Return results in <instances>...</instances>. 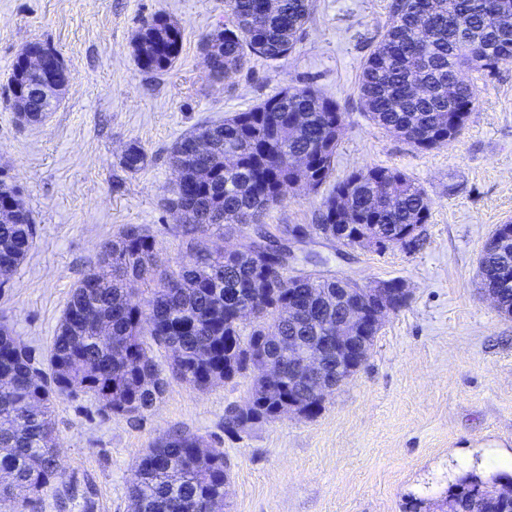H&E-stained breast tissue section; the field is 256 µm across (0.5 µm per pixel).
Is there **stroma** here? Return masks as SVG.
Here are the masks:
<instances>
[{"mask_svg":"<svg viewBox=\"0 0 512 512\" xmlns=\"http://www.w3.org/2000/svg\"><path fill=\"white\" fill-rule=\"evenodd\" d=\"M389 0H315L307 33L282 60L252 59L209 77L203 37L224 23V0H0V169L21 187L37 224L25 262L0 289V321L35 357L49 349L73 285L102 242L142 224L166 257L184 258L180 220L162 199L177 174L169 146L194 125L246 111L286 87L311 86L344 114L336 177L371 166L412 177L431 202L419 245L348 250L310 236L302 252L363 284L398 280L407 302L389 313L367 362L309 419L284 418L238 434L224 417L245 400L240 377L201 392L169 380L136 418L115 417L82 395L56 403L63 485L27 512H131L134 462L163 434L186 430L217 442L232 466L220 512H403L460 474L504 471L512 459V316L477 276L495 227L512 221V59L478 78L469 121L448 146L420 150L365 117L358 82L388 19ZM164 13L181 28L182 52L161 76L141 72L132 40ZM54 49L69 82L41 124L9 107L13 65L30 43ZM148 155L131 174L130 144ZM323 191L294 188L263 223L309 225Z\"/></svg>","mask_w":512,"mask_h":512,"instance_id":"35a3bbf8","label":"stroma"}]
</instances>
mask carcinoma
Segmentation results:
<instances>
[{
	"instance_id": "1",
	"label": "carcinoma",
	"mask_w": 512,
	"mask_h": 512,
	"mask_svg": "<svg viewBox=\"0 0 512 512\" xmlns=\"http://www.w3.org/2000/svg\"><path fill=\"white\" fill-rule=\"evenodd\" d=\"M227 24L202 42L209 76L220 80L245 68L254 57H288L302 39L312 0H225ZM182 48L180 28L158 12L144 19L134 38L138 68L167 73ZM512 57V0H390L380 41L367 56L359 80L363 111L375 125L418 149L445 147L473 110L477 89L459 79L465 71L491 72ZM32 78L15 63L10 108L37 124L48 109L29 90ZM336 101L310 86L292 87L246 112L205 121L169 149L178 173L164 205L183 209L187 222L177 236L189 260L162 257L156 236L141 224H127L100 248L96 265L73 286L56 334L41 364L0 324V474L12 484L0 488V506L26 512L45 489L65 483L56 460L54 404L77 393L90 395L115 416L138 417L164 392L153 347L170 353V376L198 390L244 376L249 364L281 367L283 394L288 385L311 392L267 329L282 336L321 342L336 324V280L295 279L283 273L267 281L247 252L216 251L209 238L224 235L280 205L289 183L305 175L319 186L335 172L339 138ZM205 149H199V145ZM297 155L311 165L300 172ZM122 168L137 173L147 154L129 146ZM349 208V224H377L388 241H397L414 224H425L431 203L405 172L367 167L336 180L323 199L317 223H331L336 198ZM23 198L22 190L0 172V202ZM37 228L31 209L17 203L0 222V284L33 249ZM482 285L496 289L500 308L512 309V245L484 252ZM152 272L147 303L126 288ZM293 299L297 315L280 317ZM259 307L260 320L239 321L235 308ZM255 420L269 421L277 402L266 382L252 384L247 397ZM137 480L129 488L133 512H208L224 501L229 479L224 451L189 431L166 433L138 457ZM501 488L498 512H512V474L496 473ZM487 476L477 468L458 476L446 491L473 510L477 488Z\"/></svg>"
}]
</instances>
